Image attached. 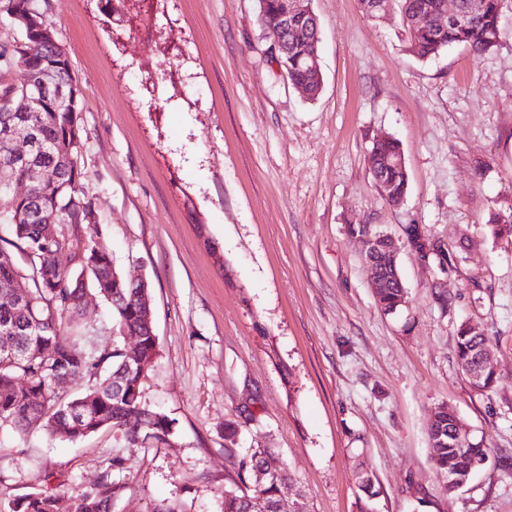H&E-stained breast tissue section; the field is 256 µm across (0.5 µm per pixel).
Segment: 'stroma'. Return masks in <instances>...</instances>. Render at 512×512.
<instances>
[{
    "instance_id": "obj_1",
    "label": "stroma",
    "mask_w": 512,
    "mask_h": 512,
    "mask_svg": "<svg viewBox=\"0 0 512 512\" xmlns=\"http://www.w3.org/2000/svg\"><path fill=\"white\" fill-rule=\"evenodd\" d=\"M323 77L308 99L283 77L259 0H46L44 18L80 92L83 189L126 277L148 281L158 354L148 403L169 445L118 448L105 430L70 443L0 431V512L58 473L59 512L121 456L116 512H222L226 449H275L306 512H512V0L498 44L421 61L399 13L310 0ZM402 146L408 193L390 206L371 141ZM353 224L401 236L420 224L456 255L448 271L401 249L405 306L384 312ZM88 347L112 345L91 296ZM494 353L492 387L456 359L461 324ZM448 404L489 450L455 493L431 462L432 409ZM359 490L362 494L358 497L359 512H374L376 497L380 494L376 487V479L367 471L359 475Z\"/></svg>"
}]
</instances>
